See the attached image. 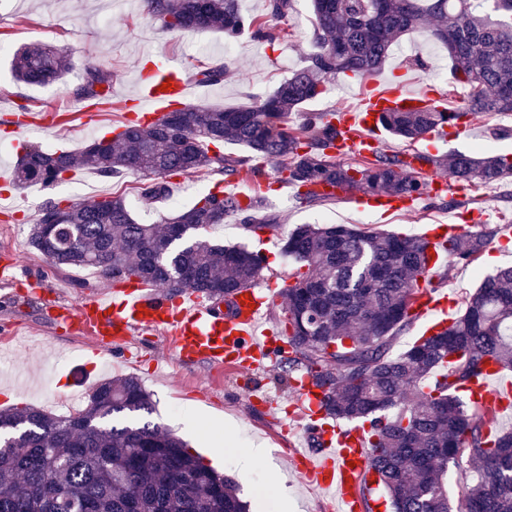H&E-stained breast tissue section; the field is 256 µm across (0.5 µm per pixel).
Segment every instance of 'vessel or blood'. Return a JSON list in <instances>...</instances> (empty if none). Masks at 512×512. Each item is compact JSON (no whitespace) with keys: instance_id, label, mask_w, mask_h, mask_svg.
<instances>
[{"instance_id":"vessel-or-blood-1","label":"vessel or blood","mask_w":512,"mask_h":512,"mask_svg":"<svg viewBox=\"0 0 512 512\" xmlns=\"http://www.w3.org/2000/svg\"><path fill=\"white\" fill-rule=\"evenodd\" d=\"M143 97L148 108L142 109V124L153 123L156 112L184 100L190 90L180 69L174 65L150 68L143 74ZM171 83V90H163V83ZM368 92L360 103L338 112L336 124L341 131L336 141L338 154L372 155L382 151L383 137L379 126L382 112L414 103L423 108L434 104L428 89L410 91L404 85L381 88L378 78L371 73L362 77ZM359 203L367 208L389 211L411 209L414 200L407 197H376L359 195ZM462 225L446 224L442 229L430 230L425 240L435 253L434 260L446 263L440 246L446 238L456 236ZM236 310L227 316L215 311L210 303L194 293H184L178 299L166 297L160 291H148L138 281H127L123 287L103 295H94L73 306L62 307L59 317L64 324L82 327L94 343V353L104 357L125 351L135 332H164L173 339L176 356L187 364L201 363L211 367L230 366L236 369L257 368L275 363L279 350L270 340L261 320L273 302L271 295L251 286L233 297ZM500 370L488 366L480 379L472 381L467 389L475 409L488 404L503 409L512 405V383H500ZM323 389L310 379L299 382L296 390L298 405L306 406L310 417H321ZM300 476L334 492L338 512H360L362 503L357 486L366 474L369 459L361 430L342 429L328 425L322 435V448L316 457H302Z\"/></svg>"}]
</instances>
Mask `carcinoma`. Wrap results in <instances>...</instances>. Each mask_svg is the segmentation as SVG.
Masks as SVG:
<instances>
[{
	"label": "carcinoma",
	"mask_w": 512,
	"mask_h": 512,
	"mask_svg": "<svg viewBox=\"0 0 512 512\" xmlns=\"http://www.w3.org/2000/svg\"><path fill=\"white\" fill-rule=\"evenodd\" d=\"M313 50L295 70L252 106L185 105L174 119L151 125L129 121L110 139L79 152L29 145L13 169L17 186L53 185L79 168L103 179L143 177L138 195L162 201L168 178L205 172L260 182L255 157L288 172L296 199L313 203L340 189L372 196L429 194L426 178L409 171L402 155L379 152L358 166L340 164L336 113L307 117L298 129L288 114L327 91L336 78L380 70L391 47L408 32L428 27L448 50L454 80L467 88L458 109H393L382 129L412 144L480 114L512 112V0H310ZM148 10L170 31L210 30L234 41L248 32L269 45L286 29L278 22L292 0H268L263 17L246 18L239 0H148ZM15 79L26 85L59 82L73 68L64 47L33 44L13 53ZM221 63L203 66L197 83L224 82ZM112 75L86 69L75 95L95 105L110 101ZM246 154L224 153V144ZM462 186L512 178L506 155H426ZM258 191L244 201L216 184L191 208L160 224H141L121 194L89 202L49 199L41 204L29 243L53 267L90 268L103 277H133L175 297L192 290L227 302L257 280L262 258L241 246L212 242L205 232L234 216L252 235L278 227ZM500 234L483 224L448 240V262L470 265ZM283 254L294 264L282 292L284 375L308 377L326 389L328 420L368 426L365 448L377 480L361 495L384 492L392 512H512V432L470 411L461 389L485 364L512 369V266L480 279L463 311L441 332L420 336L391 354L398 335L416 319L420 280L429 266L421 238L351 224H301ZM149 393L128 377L94 385L84 408L58 417L37 407L0 410V512H249L232 477L221 475L187 444L148 419ZM455 468L457 510L448 497Z\"/></svg>",
	"instance_id": "1"
}]
</instances>
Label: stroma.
Here are the masks:
<instances>
[{"label":"stroma","mask_w":512,"mask_h":512,"mask_svg":"<svg viewBox=\"0 0 512 512\" xmlns=\"http://www.w3.org/2000/svg\"><path fill=\"white\" fill-rule=\"evenodd\" d=\"M285 25L291 35L275 45L245 35L228 52L223 35L161 28L149 15L146 0H0V175H10L21 146L47 143L77 150L129 119L125 104L141 96L139 59L148 53L176 60L185 73L213 61L224 63L223 83L193 85L192 103L251 104L253 97L268 93L307 61L313 31L308 0H294ZM31 43L71 50L74 68L65 81L39 87L15 80L11 53ZM90 66L112 75L111 103L101 112L74 94ZM396 68L409 76L410 89L428 86L433 94L446 97L449 107H457L464 94L452 78L447 50L427 31L414 30L401 38L379 75L382 87L390 86ZM362 92L361 80L336 79L324 95L292 113L288 124L295 129L307 114L351 106ZM22 104L53 116V123L15 131L11 120ZM476 149L512 156V115L479 116L470 133L436 145L440 156ZM264 170L272 187L267 206L279 215L278 228L250 236L229 217L211 229L209 238L263 251L267 266L261 284L267 291L280 286L293 270L282 254L288 232L300 224L322 223L328 215L337 224L410 236L470 218L512 223V181L477 189L455 184L439 197L418 199L413 211L385 213L361 208L352 194L298 204L294 188L278 182L275 164L265 163ZM219 182L231 193L253 191L247 181L224 182L216 175L185 172L171 177L170 196L186 208L194 201L186 192L188 185L201 191ZM114 189L112 181L77 170L47 189L30 188L29 207L16 220L6 221L0 214V408L34 405L63 416L76 397L88 396L94 383L134 376L152 395V421L172 429L193 452L208 458L210 441L219 440L224 448L220 470L235 479L244 499L258 504L255 488L260 484L271 491V507H261L260 512H280L285 492L293 500L292 512H331L330 497L309 489L293 464L296 454L314 452L316 446L306 431V419L295 411L293 389L280 366L243 372L185 365L177 362L169 339L161 333L137 334L128 343L124 360L104 361L78 329L62 327L56 311L43 307L42 296L72 306L82 297L107 292L113 283L89 269L52 267L30 246L29 231L40 204L50 197L89 201L111 195ZM507 265L512 266V247L503 250L490 244L478 262L444 267L440 289L464 302L474 289L476 273L490 274ZM257 445L265 448V459L241 472L237 450Z\"/></svg>","instance_id":"35a3bbf8"}]
</instances>
